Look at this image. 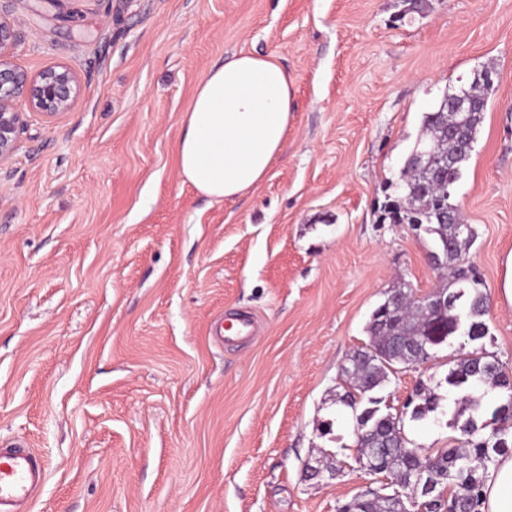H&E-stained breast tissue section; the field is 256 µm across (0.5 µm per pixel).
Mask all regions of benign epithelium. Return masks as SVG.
<instances>
[{"instance_id":"benign-epithelium-1","label":"benign epithelium","mask_w":512,"mask_h":512,"mask_svg":"<svg viewBox=\"0 0 512 512\" xmlns=\"http://www.w3.org/2000/svg\"><path fill=\"white\" fill-rule=\"evenodd\" d=\"M16 46L14 22L0 14V164L13 155L27 128L25 113L16 107L18 99H26L29 111L51 120L71 109L79 88L77 74L67 65H53L34 75L19 69L12 62ZM450 102L464 114L474 108L462 87Z\"/></svg>"}]
</instances>
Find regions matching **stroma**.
<instances>
[{
	"label": "stroma",
	"instance_id": "1",
	"mask_svg": "<svg viewBox=\"0 0 512 512\" xmlns=\"http://www.w3.org/2000/svg\"><path fill=\"white\" fill-rule=\"evenodd\" d=\"M72 14L62 22L59 11ZM15 63L78 74L56 120L31 119L0 168V444L45 476L26 512H337L372 481L355 460L339 370L400 283L428 293L430 238L383 218L425 113L495 72L454 200L477 239L485 347L512 376V0H0ZM292 80L288 141L268 176L221 202L174 149L203 75L239 52ZM248 315L255 335L210 328ZM461 340L398 368L444 415L405 420L412 447L452 445L444 378ZM337 478H309L319 456Z\"/></svg>",
	"mask_w": 512,
	"mask_h": 512
}]
</instances>
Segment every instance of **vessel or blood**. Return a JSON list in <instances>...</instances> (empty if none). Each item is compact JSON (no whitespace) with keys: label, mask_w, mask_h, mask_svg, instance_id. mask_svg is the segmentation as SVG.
<instances>
[{"label":"vessel or blood","mask_w":512,"mask_h":512,"mask_svg":"<svg viewBox=\"0 0 512 512\" xmlns=\"http://www.w3.org/2000/svg\"><path fill=\"white\" fill-rule=\"evenodd\" d=\"M43 479V468L30 453L13 448H0V512L30 499Z\"/></svg>","instance_id":"obj_1"}]
</instances>
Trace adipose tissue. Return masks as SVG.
I'll use <instances>...</instances> for the list:
<instances>
[{"label": "adipose tissue", "instance_id": "adipose-tissue-1", "mask_svg": "<svg viewBox=\"0 0 512 512\" xmlns=\"http://www.w3.org/2000/svg\"><path fill=\"white\" fill-rule=\"evenodd\" d=\"M292 81L276 57L239 53L200 80L176 145L178 171L201 195L231 200L257 187L283 151ZM483 512H512V457L498 458Z\"/></svg>", "mask_w": 512, "mask_h": 512}]
</instances>
